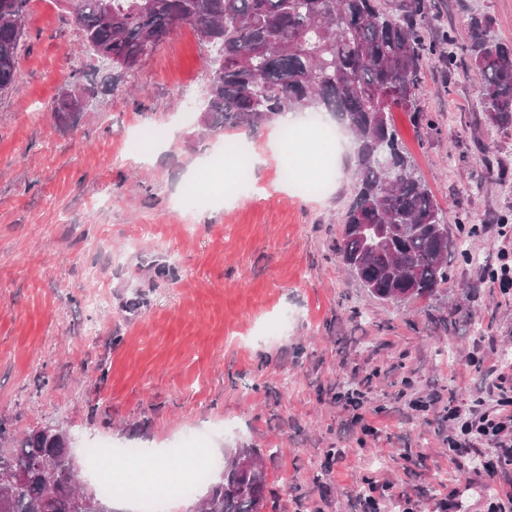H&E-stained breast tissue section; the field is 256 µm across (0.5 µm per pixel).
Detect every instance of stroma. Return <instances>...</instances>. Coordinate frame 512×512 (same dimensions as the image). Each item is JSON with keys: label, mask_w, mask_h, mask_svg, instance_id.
Returning a JSON list of instances; mask_svg holds the SVG:
<instances>
[{"label": "stroma", "mask_w": 512, "mask_h": 512, "mask_svg": "<svg viewBox=\"0 0 512 512\" xmlns=\"http://www.w3.org/2000/svg\"><path fill=\"white\" fill-rule=\"evenodd\" d=\"M512 41V0H427L413 111L392 122L466 256L429 298L377 301L336 258L354 185L350 137L294 141L280 131L204 133L209 52L176 29L139 67L113 78L56 0H30L16 91L0 97V422L14 436L62 425L84 488L86 448L154 455L201 442L211 457L258 449L264 512H355L368 479L394 504L468 483L482 512L506 478L462 473L448 449V406L483 395L463 361L495 338L512 359V291L483 283L512 238V128L484 122L480 78L464 49L472 13ZM453 65L431 52L444 43ZM73 83L97 88L76 127L53 109ZM234 143L270 162L239 178ZM336 157L320 196L297 194L282 164ZM482 225L471 235V225ZM157 264L178 270L155 277ZM368 381L372 435L342 432L340 398ZM429 397V412L393 399ZM340 449L331 458L330 449Z\"/></svg>", "instance_id": "stroma-1"}]
</instances>
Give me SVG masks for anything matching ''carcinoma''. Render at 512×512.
I'll use <instances>...</instances> for the list:
<instances>
[{
    "label": "carcinoma",
    "mask_w": 512,
    "mask_h": 512,
    "mask_svg": "<svg viewBox=\"0 0 512 512\" xmlns=\"http://www.w3.org/2000/svg\"><path fill=\"white\" fill-rule=\"evenodd\" d=\"M29 0H0V93L15 90ZM79 29L91 51L112 55V70L136 69L174 29L190 27L207 46L211 71L204 130L258 131L285 112L323 109L355 143L354 199L341 214L339 262L374 298L398 303L433 295L448 280L456 243L442 210L403 151L391 120L413 107L421 78L419 21L424 0H81ZM481 77L480 106L494 127L512 128V43L493 34L485 13L471 16L465 44ZM399 224L380 244L375 228ZM70 449L40 427L22 438L0 422V476L21 478L0 512H76L80 486ZM198 512H261L266 484L235 465L211 470Z\"/></svg>",
    "instance_id": "cac0c4a2"
}]
</instances>
